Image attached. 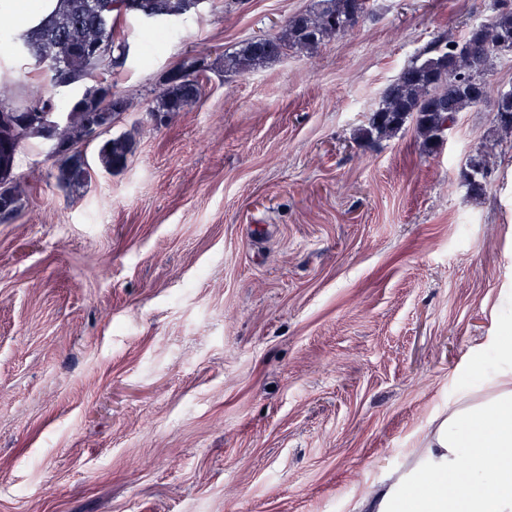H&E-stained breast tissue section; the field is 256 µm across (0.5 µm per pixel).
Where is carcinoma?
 <instances>
[{
    "label": "carcinoma",
    "instance_id": "obj_1",
    "mask_svg": "<svg viewBox=\"0 0 512 512\" xmlns=\"http://www.w3.org/2000/svg\"><path fill=\"white\" fill-rule=\"evenodd\" d=\"M189 0H57L51 17L13 41L14 50L33 57L45 77L28 87L30 102L13 104L16 91L0 85V220L13 218L23 207L24 193L15 168L19 153L30 143L51 142L56 149L54 176L67 188L91 178L90 166L76 148L90 141L93 130L104 134L117 116L128 112L133 102L115 90L112 74L123 68L129 43L122 22L134 15L143 19L179 18L192 11ZM366 0H313L312 6L291 17L281 32L264 41L251 39L217 62L191 57L164 77V89L149 107V116L161 121L184 112L202 96V76L220 71L228 76L252 73L278 58L284 50L313 51L322 44L355 29L364 17ZM99 43L109 54L99 59L83 47ZM512 52V0H493L489 21L468 30L460 40H435L401 71L386 91L358 138L373 144L398 134L407 121L424 146L432 147L444 137L460 113L487 99L486 76L500 55ZM82 84V94L71 102L63 119L47 125L30 108L52 101L49 88ZM497 132L512 135V87L501 89L493 103ZM132 153V138L123 133L103 141L98 149V167L110 173L123 169ZM488 161L480 154L467 163L469 185L481 190Z\"/></svg>",
    "mask_w": 512,
    "mask_h": 512
}]
</instances>
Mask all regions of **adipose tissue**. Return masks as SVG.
Instances as JSON below:
<instances>
[{
    "label": "adipose tissue",
    "instance_id": "ef3b65f1",
    "mask_svg": "<svg viewBox=\"0 0 512 512\" xmlns=\"http://www.w3.org/2000/svg\"><path fill=\"white\" fill-rule=\"evenodd\" d=\"M493 352L483 387L449 405L410 464L364 493L362 512H512V319L501 323Z\"/></svg>",
    "mask_w": 512,
    "mask_h": 512
}]
</instances>
